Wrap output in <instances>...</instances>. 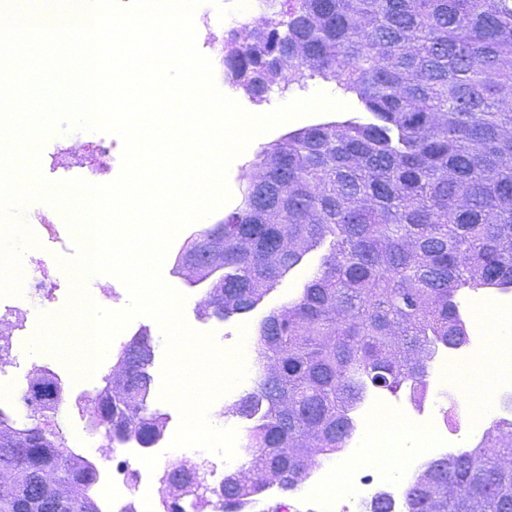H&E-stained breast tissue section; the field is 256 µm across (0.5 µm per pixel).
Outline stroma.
<instances>
[{"mask_svg":"<svg viewBox=\"0 0 512 512\" xmlns=\"http://www.w3.org/2000/svg\"><path fill=\"white\" fill-rule=\"evenodd\" d=\"M235 3L236 0H220L219 4L215 5L212 4L211 0H204L194 17L202 43L201 51L211 59L215 82L224 94L235 99L246 111L253 114H264L272 111L279 104L295 98H306L313 95L316 90L324 89L329 91L332 97L345 103L344 114L346 118L351 120L363 119L362 106L355 95L343 94L334 81L323 79L319 75L308 71L280 80L278 85L272 87L259 98L226 82L224 79V41L227 39L231 27L219 23L217 8L221 5L230 8ZM295 128V122L287 121L258 135L247 149L233 160L229 168L228 180L232 184L235 195H242L248 183L245 172L252 168L257 154L269 143L279 139L289 131L295 130ZM115 141V136L110 134L81 130L52 135L42 149L43 154L54 155L56 159V170L49 175V182L58 183L75 178L91 179L89 158L92 147L98 145L109 146ZM176 258V253L167 254L162 275L168 284L184 295L183 315L187 324L192 325L196 331L213 334L219 346L225 348L239 343L246 344L249 347L253 346L252 334L257 331L263 317L269 311L288 303L289 300L298 295L303 284L320 266L322 253L316 250L307 254L302 263L286 273L254 310L224 320L198 317L196 309L205 295L206 286L202 283H188L180 276L173 274L172 268L176 264ZM243 325L247 326L250 335L242 340L238 337V329ZM31 341L32 338L28 335L17 336L13 339V351L20 356L22 370L16 373L9 383L11 405L7 412L12 416L19 417L25 413L20 392L24 382V370L29 369L34 364H53L57 361L56 356L48 350L30 351Z\"/></svg>","mask_w":512,"mask_h":512,"instance_id":"obj_1","label":"stroma"}]
</instances>
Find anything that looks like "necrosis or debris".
<instances>
[{"label": "necrosis or debris", "instance_id": "4bbe7bcc", "mask_svg": "<svg viewBox=\"0 0 512 512\" xmlns=\"http://www.w3.org/2000/svg\"><path fill=\"white\" fill-rule=\"evenodd\" d=\"M466 312L470 320L469 340L455 350H441L435 356L430 374L445 379L449 366L479 361L485 351L489 319L512 320V287L501 286L472 292ZM512 415V370L503 372L490 398L465 411L443 406L433 400L429 386H411L403 393L372 391L355 409V432L345 455L332 463H318L301 484L302 501L311 503V512H367L378 494L388 495L394 507H401L404 492L423 459L447 457L461 452L469 438H480L488 431L490 419L504 420ZM397 433L404 440L398 448L399 464L380 465L387 449L380 438ZM99 426L75 425L67 446L86 463L102 461L103 467L91 486L99 512H172L171 498L164 478L175 466L196 465L204 471L205 491L194 498V512H222L220 486L225 462L198 448L172 450L167 440L146 448L130 439L111 451L105 450ZM342 482L343 494L329 493L335 482Z\"/></svg>", "mask_w": 512, "mask_h": 512}]
</instances>
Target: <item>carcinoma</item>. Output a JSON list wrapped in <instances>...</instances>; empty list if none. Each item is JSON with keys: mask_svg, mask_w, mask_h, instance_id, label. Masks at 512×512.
I'll return each instance as SVG.
<instances>
[{"mask_svg": "<svg viewBox=\"0 0 512 512\" xmlns=\"http://www.w3.org/2000/svg\"><path fill=\"white\" fill-rule=\"evenodd\" d=\"M224 67L255 97L307 69L357 93L368 119L322 122L259 155L257 191L224 215V254L199 252L186 276L219 275L224 302L202 317L254 309L319 246L328 255L295 299L259 324L254 391L235 413L254 421L248 465L294 490L352 431L370 389L423 382L441 348L468 341L462 289L512 285V0H293L262 31L232 33ZM151 337L141 332L104 377L109 436L148 448L164 432L150 409ZM51 382L22 395L42 401ZM0 512H98L95 473L67 455L59 427L0 428ZM437 485L423 488L429 471ZM266 481L224 475V512H242ZM407 512H512V429L479 449L425 463Z\"/></svg>", "mask_w": 512, "mask_h": 512, "instance_id": "carcinoma-1", "label": "carcinoma"}]
</instances>
